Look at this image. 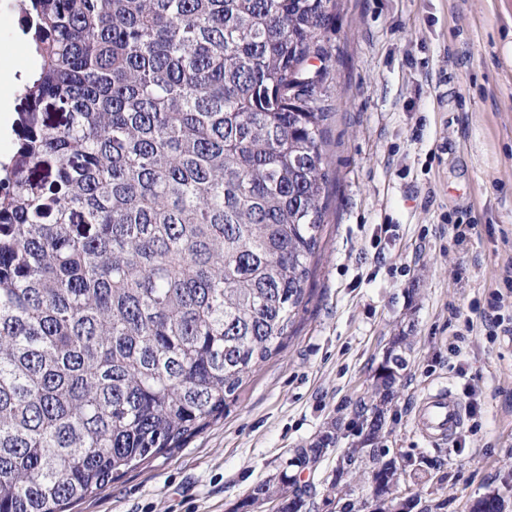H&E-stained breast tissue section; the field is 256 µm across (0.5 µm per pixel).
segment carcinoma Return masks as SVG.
Masks as SVG:
<instances>
[{
  "label": "carcinoma",
  "mask_w": 512,
  "mask_h": 512,
  "mask_svg": "<svg viewBox=\"0 0 512 512\" xmlns=\"http://www.w3.org/2000/svg\"><path fill=\"white\" fill-rule=\"evenodd\" d=\"M335 0H22L37 68L0 163V512H67L184 446L289 339L328 172L318 86ZM395 336L324 505L432 512L384 447ZM241 507L307 512L288 468ZM472 512H502L500 494Z\"/></svg>",
  "instance_id": "obj_1"
}]
</instances>
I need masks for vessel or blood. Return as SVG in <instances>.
Instances as JSON below:
<instances>
[{"label": "vessel or blood", "instance_id": "1", "mask_svg": "<svg viewBox=\"0 0 512 512\" xmlns=\"http://www.w3.org/2000/svg\"><path fill=\"white\" fill-rule=\"evenodd\" d=\"M466 410L450 388L440 387L428 392L414 413V423L434 443L454 440L463 427Z\"/></svg>", "mask_w": 512, "mask_h": 512}]
</instances>
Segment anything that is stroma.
<instances>
[{"instance_id": "stroma-1", "label": "stroma", "mask_w": 512, "mask_h": 512, "mask_svg": "<svg viewBox=\"0 0 512 512\" xmlns=\"http://www.w3.org/2000/svg\"><path fill=\"white\" fill-rule=\"evenodd\" d=\"M332 14L334 66L320 87L331 107L327 208L290 339L183 448L69 512H240L337 421V443L300 472L310 512H327L348 424L396 336L409 367L385 445L429 474L404 478L403 496L469 512L494 489L512 512V331L491 339L482 325L512 259V0H338ZM458 224L474 227L462 244ZM444 384L482 394L455 439L435 445L412 417Z\"/></svg>"}]
</instances>
